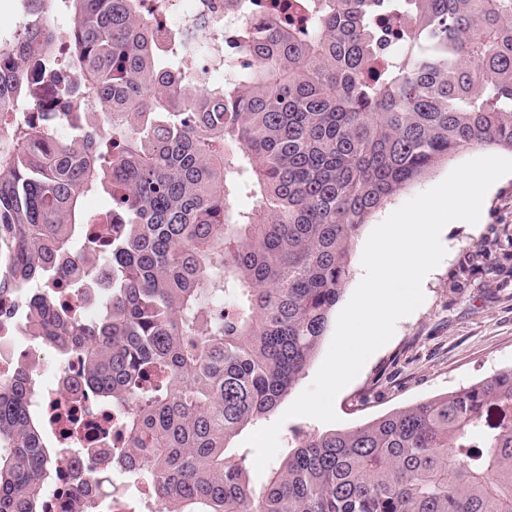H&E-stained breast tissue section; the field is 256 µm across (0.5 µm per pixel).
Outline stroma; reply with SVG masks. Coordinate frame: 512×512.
Wrapping results in <instances>:
<instances>
[{"label": "stroma", "instance_id": "obj_1", "mask_svg": "<svg viewBox=\"0 0 512 512\" xmlns=\"http://www.w3.org/2000/svg\"><path fill=\"white\" fill-rule=\"evenodd\" d=\"M479 155L459 150L374 214L355 240L340 304H347L363 277L362 252L373 227ZM441 242L447 254L423 282V304L398 321L393 338L337 395L338 428L371 422L512 367V174L489 189L477 224L447 225Z\"/></svg>", "mask_w": 512, "mask_h": 512}]
</instances>
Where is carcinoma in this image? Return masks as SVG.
Here are the masks:
<instances>
[{
  "mask_svg": "<svg viewBox=\"0 0 512 512\" xmlns=\"http://www.w3.org/2000/svg\"><path fill=\"white\" fill-rule=\"evenodd\" d=\"M223 2L224 81L189 93L190 36L155 53L146 0H22L0 40L12 323L112 401L129 512H512V367L302 433L259 487L226 453L303 375L373 214L460 149L512 152V0ZM85 91L74 126L54 103ZM56 277L101 289L99 316L38 293ZM36 394L0 377V512H43L67 464Z\"/></svg>",
  "mask_w": 512,
  "mask_h": 512,
  "instance_id": "cac0c4a2",
  "label": "carcinoma"
}]
</instances>
